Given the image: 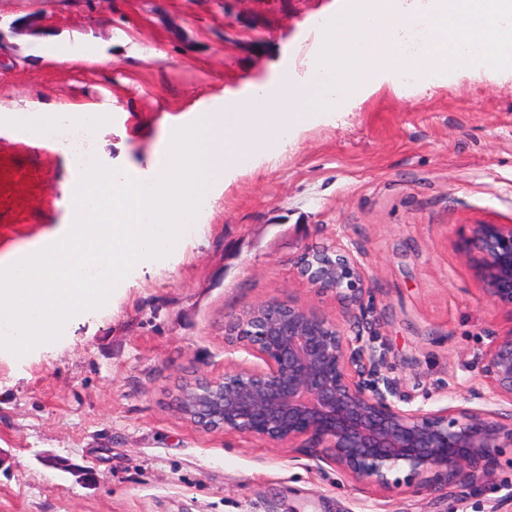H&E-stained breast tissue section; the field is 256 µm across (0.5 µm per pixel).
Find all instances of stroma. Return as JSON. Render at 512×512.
Listing matches in <instances>:
<instances>
[{
	"instance_id": "35a3bbf8",
	"label": "stroma",
	"mask_w": 512,
	"mask_h": 512,
	"mask_svg": "<svg viewBox=\"0 0 512 512\" xmlns=\"http://www.w3.org/2000/svg\"><path fill=\"white\" fill-rule=\"evenodd\" d=\"M341 4L0 0V109L101 113L100 164L147 183L168 128L304 71L314 18ZM48 41L89 53L58 61ZM75 174L53 141L15 140L0 123V268L64 230ZM480 222L512 224L511 81L385 87L306 126L278 158L232 173L192 233L133 267L95 313L23 355L0 350V512H512V447L478 482L421 490L401 469L381 492L321 449L206 433L178 410L181 386L256 366L224 341L232 316L292 299L336 319L293 260L339 237L371 283L359 329L387 351L401 395L479 405L477 359L507 325L458 249Z\"/></svg>"
}]
</instances>
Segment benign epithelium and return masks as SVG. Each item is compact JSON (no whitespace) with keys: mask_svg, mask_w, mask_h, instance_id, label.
Wrapping results in <instances>:
<instances>
[{"mask_svg":"<svg viewBox=\"0 0 512 512\" xmlns=\"http://www.w3.org/2000/svg\"><path fill=\"white\" fill-rule=\"evenodd\" d=\"M459 251L475 266L483 295L512 321V224L471 225ZM294 266L311 288L336 297L338 317L272 299L231 318L226 342L260 364L182 387L179 410L197 428L322 448V458L354 482L381 491L393 488L389 474L400 467L423 487L434 478L472 482L494 449L512 447V324L478 357L483 406L409 407L383 372L386 352L352 327L371 292L353 249L339 237L305 246Z\"/></svg>","mask_w":512,"mask_h":512,"instance_id":"obj_1","label":"benign epithelium"}]
</instances>
